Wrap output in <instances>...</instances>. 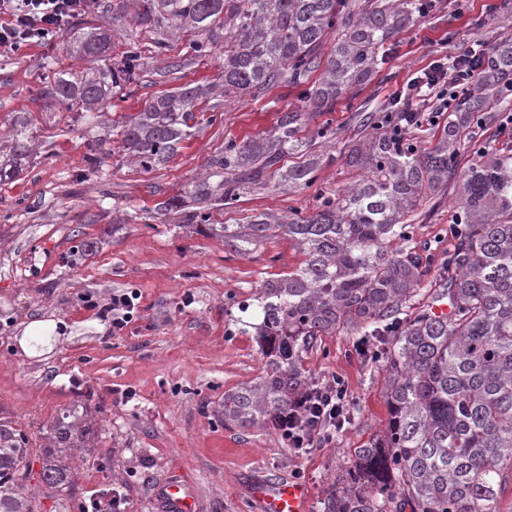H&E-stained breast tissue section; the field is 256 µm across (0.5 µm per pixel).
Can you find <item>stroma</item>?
<instances>
[{
  "instance_id": "stroma-1",
  "label": "stroma",
  "mask_w": 512,
  "mask_h": 512,
  "mask_svg": "<svg viewBox=\"0 0 512 512\" xmlns=\"http://www.w3.org/2000/svg\"><path fill=\"white\" fill-rule=\"evenodd\" d=\"M505 38H512V0H451L449 11L418 19L386 48L370 81L333 111L309 115L301 135L319 162L312 186L247 188L234 204L214 209L212 223L245 224L261 212L312 213L321 196L362 178L346 148L371 133L365 118L389 111L414 72L474 42L491 46ZM133 41L142 51L137 83L92 121L36 98L47 60L64 56L61 39L0 52V131L14 113L32 112L40 145L22 179L0 185V421L22 428L35 449L62 408L85 400L102 409L98 446L75 462L69 491L45 486L40 462L32 460L27 488L36 512H173L163 497L170 481L185 486L195 512H261L264 485L296 470L309 490V512H324L355 450L388 424L382 359L361 354L363 336L353 330L317 337L303 350L309 381L340 378L349 396L343 432L308 454H295L274 428L225 424L218 414L225 393L266 368L256 337L234 322L239 307L265 281L295 270L303 256L288 238L275 236L242 257L222 240L190 231L185 215L155 210L203 174L228 141L264 135L279 113L303 109V89L281 83L225 101L215 122H202L169 161L145 171L126 158L117 127L154 96L220 82L223 59L194 58L184 41L156 52L150 36L127 23L117 29L113 60ZM510 115L512 95L473 128L461 166L479 146L512 145V125L503 124ZM325 127L335 130V140L320 137ZM97 145L105 160L92 174L86 157ZM457 192L449 180L410 218L414 233L402 249L433 258L412 310L429 304L456 242ZM134 289L141 293L140 316L117 336L83 305L89 295L106 302ZM43 319L54 323L52 350L27 356L19 339L28 323Z\"/></svg>"
}]
</instances>
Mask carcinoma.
<instances>
[{"label":"carcinoma","mask_w":512,"mask_h":512,"mask_svg":"<svg viewBox=\"0 0 512 512\" xmlns=\"http://www.w3.org/2000/svg\"><path fill=\"white\" fill-rule=\"evenodd\" d=\"M443 8L439 0H112L107 28L82 20L68 29L67 51L83 68L56 67L40 90L44 99L99 115L140 69L136 44L112 61V28L127 20L160 48L189 38L198 57L224 50V98L267 89L298 87L321 71L304 91L313 112H330L336 101L362 85L379 54L417 18ZM336 46L327 59L330 32ZM512 75V38L495 44L479 74L476 95L455 100L447 128L421 152L390 131L354 144L348 162L366 172L358 183L322 198L306 216L255 215L246 224L210 223V206L237 198L249 186L278 178L283 188L309 186L317 164L292 166L304 155L300 136L305 113L282 112L264 137L230 141L190 190L157 203L182 212L198 227L224 239L235 253L278 235L304 256L288 276L270 280L256 294L254 335L267 358L257 381L224 394V422L240 428L277 425L309 387L301 352L318 336L379 325L394 329L387 341L390 418L383 434L357 449L355 466L342 472L326 512H512L499 491L512 484V146L484 149L459 171L460 147L488 100L507 91ZM216 85H184L155 96L118 130L132 163L149 171L169 160L199 125V104L215 97ZM36 154L29 113L17 112L0 139V182L18 177ZM458 175L457 204L465 221L448 252V278L432 301L446 300L451 313L434 317L406 306L427 272L415 252L391 244L410 234L406 217L429 193ZM95 418L87 406H68L46 432L40 478L51 489L73 485L76 453L96 448ZM29 439L0 422V512H34L25 492Z\"/></svg>","instance_id":"obj_1"}]
</instances>
